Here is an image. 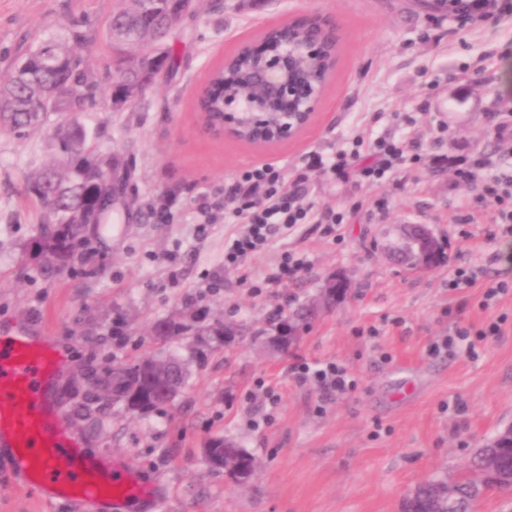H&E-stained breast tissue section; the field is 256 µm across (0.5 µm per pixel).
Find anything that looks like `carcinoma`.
Returning a JSON list of instances; mask_svg holds the SVG:
<instances>
[{
	"label": "carcinoma",
	"instance_id": "1",
	"mask_svg": "<svg viewBox=\"0 0 512 512\" xmlns=\"http://www.w3.org/2000/svg\"><path fill=\"white\" fill-rule=\"evenodd\" d=\"M194 0H152L150 10L141 8L140 0L112 14L105 38L111 49L121 53L128 47L152 50L156 59L152 79L146 81L129 56L119 57L111 84V101L123 107L141 97L164 69L175 68L169 39L176 26L177 13L195 14ZM86 44L83 32L72 27L66 46L57 48L59 60L52 61L49 51L54 43L29 47L14 67L0 74V91L7 99L0 112V128L18 140L25 139L37 127L50 126L55 150L60 155L56 165H48L28 183V192L39 209L35 248L42 269L61 272L76 262L83 263L93 241L117 219L112 205L98 207L101 199L112 200V179L127 181L128 170L112 151L95 146L97 135L80 121V115L96 102L98 87L81 55ZM250 55L239 49L218 68L207 84H224L236 97L252 96ZM192 321L174 316L156 319L151 327L154 340L163 344L180 343L191 336L190 348L198 361L215 345L227 346L244 337L236 324L222 321L205 323L206 310L190 304ZM308 304L292 311L278 312L269 320V328L308 325ZM186 384L182 360L174 355L136 357L98 372L91 370L87 390L78 413L86 417L106 407L119 405L133 413L147 415L170 406ZM213 452L233 453L242 463V478L249 480L255 470V458L233 442L212 440ZM490 452L499 459L500 476L486 485V491L509 488L512 477V453L502 448ZM438 479H428L410 491L400 505V512H448V501L434 495ZM455 512H474L480 495L472 483L462 477L457 483Z\"/></svg>",
	"mask_w": 512,
	"mask_h": 512
}]
</instances>
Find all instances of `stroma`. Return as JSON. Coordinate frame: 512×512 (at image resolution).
Returning <instances> with one entry per match:
<instances>
[{
  "mask_svg": "<svg viewBox=\"0 0 512 512\" xmlns=\"http://www.w3.org/2000/svg\"><path fill=\"white\" fill-rule=\"evenodd\" d=\"M498 23L449 24L419 10L415 0H199L195 15L173 30L174 70L162 71L135 105L96 106L84 124L100 131L131 171L118 223L93 246L79 270L45 274L30 246L37 207L28 178L52 164L48 129L18 140L0 133V332L32 326L53 337L66 365L56 377L53 403L88 457L109 454L131 463L158 485L162 512H400L405 496L434 473L464 474L477 448L512 425V295L482 307L486 286L512 281L501 256L512 238H490L476 215L474 193L456 178L481 155L485 179L512 172V140L494 126L512 89V0H498ZM123 0H0V72L27 47L66 40L70 27L87 36L86 65L108 88L112 52L104 24ZM306 16L335 23L336 70L309 129L297 138L258 148L205 134L196 94L211 70L268 25ZM480 70V81L469 78ZM384 135L418 144L393 183L367 185L313 172L306 199L315 210L344 213L338 237L303 224L290 249L309 266L263 296L237 284L224 267L225 225L195 233L201 202L220 204L224 186L245 167L276 161L286 172L311 155L330 156L355 135ZM387 198L379 212L375 202ZM174 200V218L151 212ZM473 223H464V216ZM399 224H426L444 241L445 258L431 270L406 272L390 259ZM479 271L473 288L449 291L456 268ZM347 295L322 313L287 354L244 339L190 361L186 387L160 413L134 416L121 407L87 421L75 415L82 386L75 377L146 353L165 352L148 336L157 318L197 301L211 314L260 331L279 306L297 305L336 274ZM500 321L501 333L475 354L434 345L461 325L479 330ZM333 360L356 383L343 396L292 378L297 359ZM280 393L269 424L253 429L257 384ZM234 440L257 463L252 480L237 485L202 460L209 439ZM0 512H78L44 501L18 485L0 457Z\"/></svg>",
  "mask_w": 512,
  "mask_h": 512,
  "instance_id": "stroma-1",
  "label": "stroma"
}]
</instances>
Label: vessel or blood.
I'll use <instances>...</instances> for the list:
<instances>
[{
  "label": "vessel or blood",
  "instance_id": "1",
  "mask_svg": "<svg viewBox=\"0 0 512 512\" xmlns=\"http://www.w3.org/2000/svg\"><path fill=\"white\" fill-rule=\"evenodd\" d=\"M64 365L51 337L0 336V449H9L16 478L80 512H122L134 499L154 510L153 486L126 465L87 457L54 411L49 384Z\"/></svg>",
  "mask_w": 512,
  "mask_h": 512
}]
</instances>
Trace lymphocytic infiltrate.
Returning <instances> with one entry per match:
<instances>
[{
    "label": "lymphocytic infiltrate",
    "instance_id": "f902f5d3",
    "mask_svg": "<svg viewBox=\"0 0 512 512\" xmlns=\"http://www.w3.org/2000/svg\"><path fill=\"white\" fill-rule=\"evenodd\" d=\"M363 147V139L355 138L351 149L337 150L323 162V169L342 180L355 173L364 183L382 184L394 177L405 162V147L393 138H380L369 146L373 157L368 162L360 159ZM459 178L476 188L478 207L491 224L512 235V175L488 182L471 169L460 172ZM305 181V175L300 174L293 183H286L282 166L266 162L243 170L224 189L229 202L224 209V221L230 226L224 236V265L237 271L238 285L251 294H260L265 287H277L307 266L303 254L287 249L273 251L276 239L311 222L323 224L325 234L332 235L344 222V213L319 214L312 205L304 203ZM265 253L270 254V261L262 267L254 266V258ZM290 373L299 382H315L329 395L353 388L346 368L333 361L311 365L300 360L291 366Z\"/></svg>",
    "mask_w": 512,
    "mask_h": 512
}]
</instances>
